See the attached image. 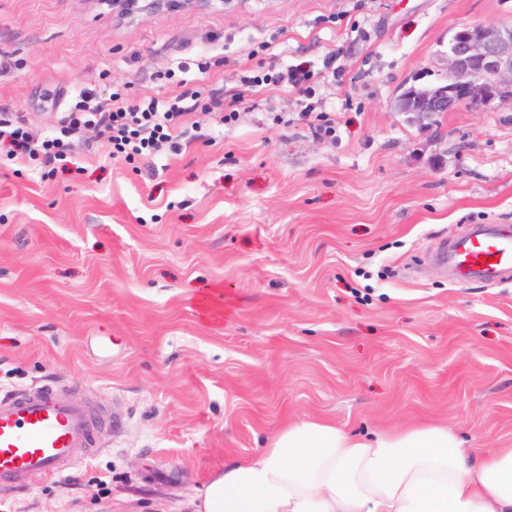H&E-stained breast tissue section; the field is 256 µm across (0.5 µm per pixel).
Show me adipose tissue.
Instances as JSON below:
<instances>
[{
	"instance_id": "1",
	"label": "adipose tissue",
	"mask_w": 512,
	"mask_h": 512,
	"mask_svg": "<svg viewBox=\"0 0 512 512\" xmlns=\"http://www.w3.org/2000/svg\"><path fill=\"white\" fill-rule=\"evenodd\" d=\"M193 512H512V448L478 453L448 427L359 435L292 422L260 453L226 463Z\"/></svg>"
}]
</instances>
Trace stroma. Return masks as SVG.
<instances>
[{
  "label": "stroma",
  "instance_id": "stroma-1",
  "mask_svg": "<svg viewBox=\"0 0 512 512\" xmlns=\"http://www.w3.org/2000/svg\"><path fill=\"white\" fill-rule=\"evenodd\" d=\"M479 22L512 24V0H0V113L35 135L83 89L238 102L190 115L151 177L91 129L54 175L0 162V393L49 383L122 415L0 512H190L298 420L512 448V283L454 285L427 257L512 225V105L431 126L393 109ZM291 65L307 95L246 81Z\"/></svg>",
  "mask_w": 512,
  "mask_h": 512
}]
</instances>
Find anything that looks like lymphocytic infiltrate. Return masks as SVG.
I'll return each instance as SVG.
<instances>
[{
  "instance_id": "f902f5d3",
  "label": "lymphocytic infiltrate",
  "mask_w": 512,
  "mask_h": 512,
  "mask_svg": "<svg viewBox=\"0 0 512 512\" xmlns=\"http://www.w3.org/2000/svg\"><path fill=\"white\" fill-rule=\"evenodd\" d=\"M94 93L81 90L74 104L42 139H35L22 117L0 118V144L9 150L8 160H36L42 167H55L71 158L85 129H95L110 146L112 159L149 161L154 154L176 149V138L188 115L211 111L201 92L169 103L151 97L127 105L119 95L97 104Z\"/></svg>"
}]
</instances>
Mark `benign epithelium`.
Returning <instances> with one entry per match:
<instances>
[{"mask_svg":"<svg viewBox=\"0 0 512 512\" xmlns=\"http://www.w3.org/2000/svg\"><path fill=\"white\" fill-rule=\"evenodd\" d=\"M512 102V25L473 24L448 40V78L425 87L410 86L395 110L414 122L432 125L436 117L468 105L486 108Z\"/></svg>","mask_w":512,"mask_h":512,"instance_id":"benign-epithelium-1","label":"benign epithelium"}]
</instances>
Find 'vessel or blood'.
Wrapping results in <instances>:
<instances>
[{"mask_svg":"<svg viewBox=\"0 0 512 512\" xmlns=\"http://www.w3.org/2000/svg\"><path fill=\"white\" fill-rule=\"evenodd\" d=\"M431 258L455 284L512 282V226L470 224L440 240ZM101 416L35 385L0 395V485L48 479L86 463Z\"/></svg>","mask_w":512,"mask_h":512,"instance_id":"1","label":"vessel or blood"}]
</instances>
